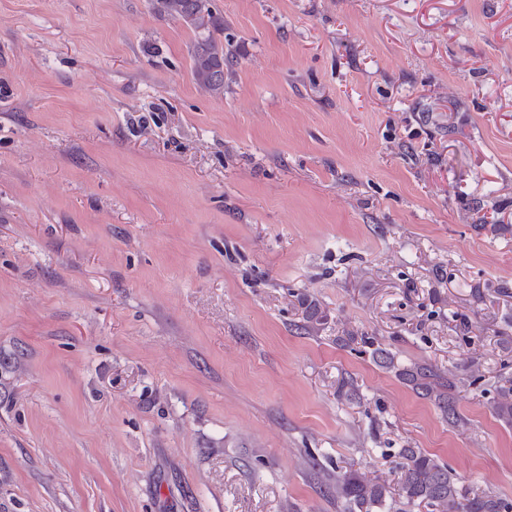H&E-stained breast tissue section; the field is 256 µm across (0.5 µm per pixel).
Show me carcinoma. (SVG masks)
<instances>
[{
  "instance_id": "cac0c4a2",
  "label": "carcinoma",
  "mask_w": 512,
  "mask_h": 512,
  "mask_svg": "<svg viewBox=\"0 0 512 512\" xmlns=\"http://www.w3.org/2000/svg\"><path fill=\"white\" fill-rule=\"evenodd\" d=\"M158 15L179 20L198 32L191 49L195 83L210 95L224 94V67L232 55L214 32L224 24L212 9L211 0H154ZM320 319L318 305L305 301L303 323L296 329L311 334ZM370 349L374 362L392 372L419 396L440 410L448 425L467 424L456 405L460 372L423 360L404 365L382 342L372 336H339L336 342L347 346L355 341ZM493 412L512 425V377L499 375L491 401ZM397 493L378 480L366 479L353 469H336L327 476L326 486L343 503L344 512H512V500L499 497L475 484L458 480L448 465L419 448H400L396 453Z\"/></svg>"
}]
</instances>
